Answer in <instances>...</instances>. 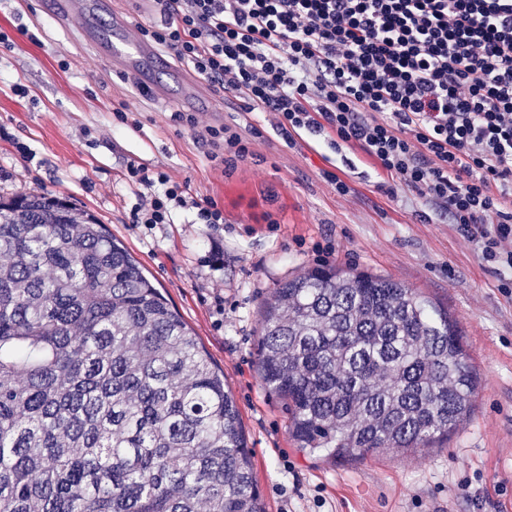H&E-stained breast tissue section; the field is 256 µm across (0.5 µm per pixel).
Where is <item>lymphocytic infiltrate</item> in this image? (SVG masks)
<instances>
[{
    "mask_svg": "<svg viewBox=\"0 0 512 512\" xmlns=\"http://www.w3.org/2000/svg\"><path fill=\"white\" fill-rule=\"evenodd\" d=\"M145 40L214 90L271 112L286 143L302 131L359 148L385 180L447 215L512 294V0H156ZM150 187L137 224L172 206L205 224L224 213L129 162Z\"/></svg>",
    "mask_w": 512,
    "mask_h": 512,
    "instance_id": "f902f5d3",
    "label": "lymphocytic infiltrate"
}]
</instances>
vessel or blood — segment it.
Wrapping results in <instances>:
<instances>
[{"label":"vessel or blood","mask_w":512,"mask_h":512,"mask_svg":"<svg viewBox=\"0 0 512 512\" xmlns=\"http://www.w3.org/2000/svg\"><path fill=\"white\" fill-rule=\"evenodd\" d=\"M52 10L61 23L71 14H81L80 39L114 71L131 75L157 99L182 109L201 103L191 77L172 70L152 44L136 38L125 20L113 16L109 0H54Z\"/></svg>","instance_id":"obj_1"}]
</instances>
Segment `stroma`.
<instances>
[{"label":"stroma","instance_id":"35a3bbf8","mask_svg":"<svg viewBox=\"0 0 512 512\" xmlns=\"http://www.w3.org/2000/svg\"><path fill=\"white\" fill-rule=\"evenodd\" d=\"M81 24L74 16L59 25L45 0H0V31L12 42L0 46V195L70 199L163 289L224 371L267 512H512V296L474 243L418 194L378 191L358 150L336 153L306 132L286 144L276 115L242 100L215 94L223 117L199 110L197 129L176 121L75 41ZM120 108L127 121L116 118ZM222 123L248 142L247 159H218L206 128ZM132 159L215 201L223 223H196L181 207L171 223H133L137 191L124 177ZM326 264L398 281L458 320L480 386L444 447L353 461L298 448L287 404L257 373L261 306L280 281Z\"/></svg>","mask_w":512,"mask_h":512}]
</instances>
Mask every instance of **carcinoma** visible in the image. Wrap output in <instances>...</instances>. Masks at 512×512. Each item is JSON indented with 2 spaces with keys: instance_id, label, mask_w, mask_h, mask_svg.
Here are the masks:
<instances>
[{
  "instance_id": "obj_1",
  "label": "carcinoma",
  "mask_w": 512,
  "mask_h": 512,
  "mask_svg": "<svg viewBox=\"0 0 512 512\" xmlns=\"http://www.w3.org/2000/svg\"><path fill=\"white\" fill-rule=\"evenodd\" d=\"M257 367L301 448H435L478 377L456 321L334 265L273 288ZM0 512H266L209 354L106 225L0 198Z\"/></svg>"
}]
</instances>
